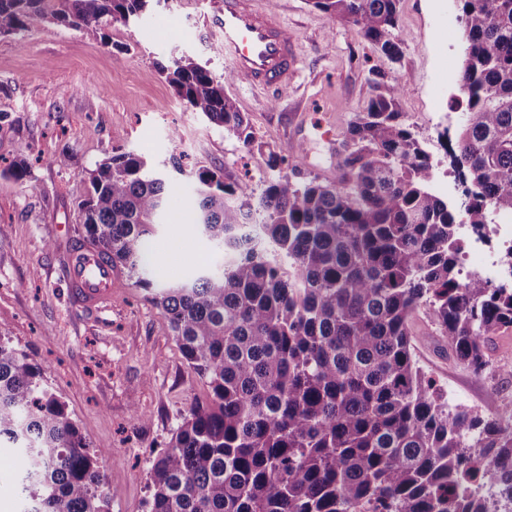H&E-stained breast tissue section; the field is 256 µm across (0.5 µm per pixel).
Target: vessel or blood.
I'll return each mask as SVG.
<instances>
[{"mask_svg": "<svg viewBox=\"0 0 512 512\" xmlns=\"http://www.w3.org/2000/svg\"><path fill=\"white\" fill-rule=\"evenodd\" d=\"M220 2L216 22L224 34L233 72L259 91L287 89L297 60V43L287 25L264 8L261 0ZM116 286L111 264L96 247L83 244L71 251L67 288L77 309L100 311L111 303Z\"/></svg>", "mask_w": 512, "mask_h": 512, "instance_id": "obj_1", "label": "vessel or blood"}]
</instances>
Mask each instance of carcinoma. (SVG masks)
<instances>
[{
  "label": "carcinoma",
  "instance_id": "carcinoma-1",
  "mask_svg": "<svg viewBox=\"0 0 512 512\" xmlns=\"http://www.w3.org/2000/svg\"><path fill=\"white\" fill-rule=\"evenodd\" d=\"M153 0H0V36L41 19L98 34ZM397 61L400 0H309ZM466 44L452 153L469 223L512 213V0H457ZM176 98L246 146L250 124L193 57L159 67ZM375 80L350 121L342 173L261 193L199 172L192 232L227 262L159 285L146 252L169 181L123 152L89 172L86 239L159 311L210 397L182 416L149 471L148 512H512V425L450 407L419 365L426 309L436 349L473 372L512 328V288L458 280L457 208L433 191L431 157ZM268 244L288 270L268 259ZM0 442L17 449L21 512H110L99 466L43 367L0 331Z\"/></svg>",
  "mask_w": 512,
  "mask_h": 512
}]
</instances>
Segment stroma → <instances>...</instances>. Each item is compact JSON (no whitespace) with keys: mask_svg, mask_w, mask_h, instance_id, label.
<instances>
[{"mask_svg":"<svg viewBox=\"0 0 512 512\" xmlns=\"http://www.w3.org/2000/svg\"><path fill=\"white\" fill-rule=\"evenodd\" d=\"M268 6L298 40L297 75L277 99L239 81L228 86L251 125V147L186 108L159 73L160 65L187 54L223 78L224 40L209 0H155L139 22L109 25L101 37L46 21L0 36V330L43 365L47 385L89 447L106 450L111 512H147L151 462L209 388L124 273L116 275L111 309L85 314L71 306L64 273L83 241L80 206L89 170L133 152L168 175L175 190L149 250L168 282L214 260L209 243L187 229L199 172L258 190L272 174L266 165L272 151L293 180L335 179L343 154L331 144L343 142L350 119L365 109L372 73L404 83L406 123L432 151L438 176L458 178L439 145L442 133L457 135L463 122L451 110L465 46L455 0H401L396 62L308 0H268ZM324 116L333 132L320 125ZM296 141L309 149L299 166L290 160ZM21 155L29 176H4ZM414 334L420 365L447 388L450 405L512 422V329L493 337L489 365L479 374L437 354L427 311L419 312Z\"/></svg>","mask_w":512,"mask_h":512,"instance_id":"obj_1","label":"stroma"}]
</instances>
